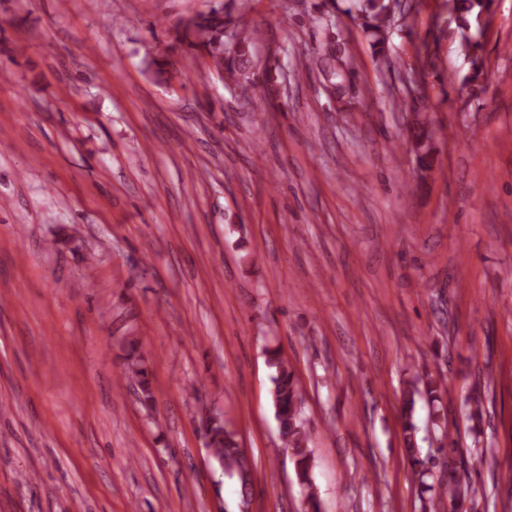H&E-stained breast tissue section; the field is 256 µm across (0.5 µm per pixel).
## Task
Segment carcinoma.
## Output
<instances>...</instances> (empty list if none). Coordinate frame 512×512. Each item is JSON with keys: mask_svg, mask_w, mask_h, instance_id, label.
<instances>
[{"mask_svg": "<svg viewBox=\"0 0 512 512\" xmlns=\"http://www.w3.org/2000/svg\"><path fill=\"white\" fill-rule=\"evenodd\" d=\"M400 5L398 0H359L356 5L354 19L360 22L367 34L375 53L385 57L388 51L386 33L394 18L395 9ZM484 11L488 0H453L452 9L456 14L458 28L461 33L470 31L469 15L474 8ZM236 0H224V8L219 10L211 5L208 10L192 16L191 26L184 30L172 29V45L159 51V58L153 61L155 77L162 78L171 73L174 66L173 49L181 46L200 52L208 58V69L220 76L227 85H232L244 98L252 96L257 87L254 79L248 77L251 69V37L240 28V17L236 16ZM340 59L324 48L320 65L325 67L324 74L330 85L341 92L344 89L346 71L338 66ZM411 137L418 149V162L422 169L431 170L435 156L434 133L427 117L415 113L410 122ZM130 352L127 355L125 374L137 379L142 402L150 405L155 401L151 382L141 359L136 355L137 344L129 341ZM268 364L274 370L271 376V395L276 408L279 423L281 447L288 449L296 475L300 484L313 486L311 470L312 455L309 449L310 438L301 418L302 394L288 362L281 352L274 348L267 350ZM426 395L432 406L434 423L448 419V411L444 400L449 394L444 379L429 373L410 383L403 392L401 410L402 433L405 441L408 462L420 485L427 486L426 478L430 474L427 467L428 459L421 457L416 443L417 425L414 422L415 396ZM211 446L216 462L224 465V474L237 477L240 483V494L245 497L252 491L250 465L245 458L236 438L235 432L228 429L223 418L212 421L210 426ZM448 441V468L445 469L446 479L440 482V497L448 499V512H458L460 504L466 496L467 489L463 485L456 469V460L463 456L455 448V442L448 439L447 430H442L440 441Z\"/></svg>", "mask_w": 512, "mask_h": 512, "instance_id": "obj_1", "label": "carcinoma"}]
</instances>
